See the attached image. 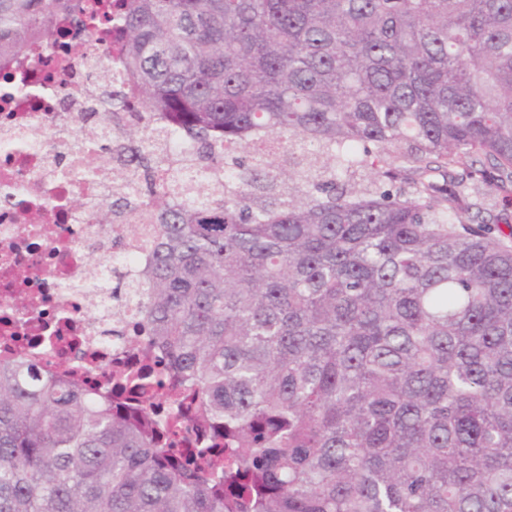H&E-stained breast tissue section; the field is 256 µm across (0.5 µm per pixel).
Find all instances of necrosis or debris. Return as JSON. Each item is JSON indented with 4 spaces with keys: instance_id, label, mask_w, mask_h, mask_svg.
I'll return each mask as SVG.
<instances>
[{
    "instance_id": "necrosis-or-debris-1",
    "label": "necrosis or debris",
    "mask_w": 512,
    "mask_h": 512,
    "mask_svg": "<svg viewBox=\"0 0 512 512\" xmlns=\"http://www.w3.org/2000/svg\"><path fill=\"white\" fill-rule=\"evenodd\" d=\"M105 43L87 40L66 57L54 97L25 94L44 74L25 61L9 68L17 93H0V196L39 200L44 216L29 222L0 199V360L23 350L50 370L66 361L68 380L108 398L117 368L159 365L126 304L85 290L142 267L141 255L113 249L111 232L74 203L114 190L105 154L82 145V116L95 108L98 85L128 89L125 75L104 67Z\"/></svg>"
}]
</instances>
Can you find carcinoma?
<instances>
[{"label": "carcinoma", "instance_id": "cac0c4a2", "mask_svg": "<svg viewBox=\"0 0 512 512\" xmlns=\"http://www.w3.org/2000/svg\"><path fill=\"white\" fill-rule=\"evenodd\" d=\"M112 21L126 137L224 169L198 201L136 146L91 205L153 213L141 274L87 288L179 393L159 425L0 362V512H512V0H0V72Z\"/></svg>", "mask_w": 512, "mask_h": 512}]
</instances>
